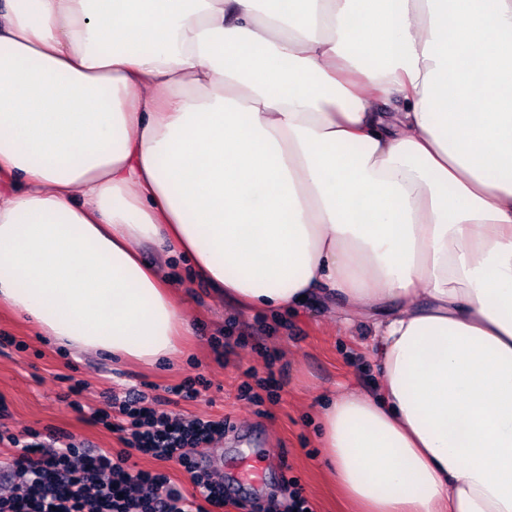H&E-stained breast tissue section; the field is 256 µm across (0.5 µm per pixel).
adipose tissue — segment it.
<instances>
[{"label":"adipose tissue","instance_id":"adipose-tissue-1","mask_svg":"<svg viewBox=\"0 0 512 512\" xmlns=\"http://www.w3.org/2000/svg\"><path fill=\"white\" fill-rule=\"evenodd\" d=\"M142 244L372 320L321 412L351 512H512V0H0V302L176 361Z\"/></svg>","mask_w":512,"mask_h":512}]
</instances>
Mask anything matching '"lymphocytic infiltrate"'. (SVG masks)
Returning a JSON list of instances; mask_svg holds the SVG:
<instances>
[{
	"mask_svg": "<svg viewBox=\"0 0 512 512\" xmlns=\"http://www.w3.org/2000/svg\"><path fill=\"white\" fill-rule=\"evenodd\" d=\"M164 399L131 392L87 419L117 434L121 449L77 445L63 430L16 436L0 403V445L11 448L0 466V512H222L224 484L198 461L197 450L224 437L223 419L188 417L165 409ZM136 456L178 460L191 492L176 488L161 471L137 468Z\"/></svg>",
	"mask_w": 512,
	"mask_h": 512,
	"instance_id": "obj_1",
	"label": "lymphocytic infiltrate"
}]
</instances>
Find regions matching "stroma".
I'll use <instances>...</instances> for the list:
<instances>
[{
    "label": "stroma",
    "instance_id": "obj_1",
    "mask_svg": "<svg viewBox=\"0 0 512 512\" xmlns=\"http://www.w3.org/2000/svg\"><path fill=\"white\" fill-rule=\"evenodd\" d=\"M183 293L194 332L184 358L172 367L116 363L93 352H68L8 307L0 306V399L7 402L9 426L18 436L60 428L100 448L118 447L116 434L88 423L85 408H101L109 390L137 388L166 397L167 387L188 377H203L207 391L194 402H179L176 412L226 421L224 438L201 449L214 477L223 478L229 500L224 512H267L282 499L284 479L297 481L313 512H347L348 506L320 460L319 414L333 393L371 388L380 368L370 355V321L346 325L322 300L293 311L245 312L194 281L180 255L162 268ZM231 337L232 351L217 355L212 338ZM274 369L277 393L260 391L242 398L247 369ZM82 384L78 403L65 393L69 381ZM261 474L259 483L239 478L243 466Z\"/></svg>",
    "mask_w": 512,
    "mask_h": 512
}]
</instances>
